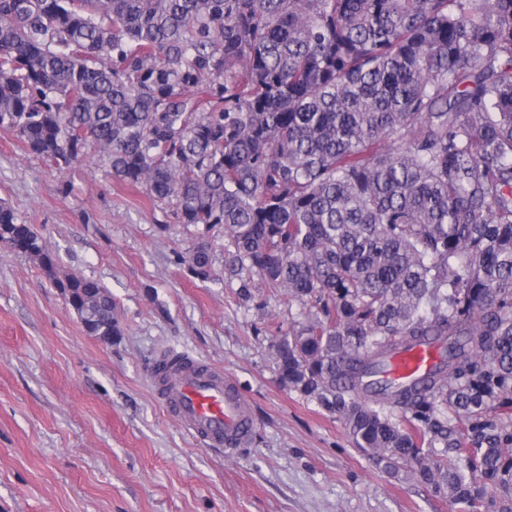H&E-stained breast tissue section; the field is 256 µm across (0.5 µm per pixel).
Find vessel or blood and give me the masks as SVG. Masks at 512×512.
I'll return each instance as SVG.
<instances>
[{
  "label": "vessel or blood",
  "mask_w": 512,
  "mask_h": 512,
  "mask_svg": "<svg viewBox=\"0 0 512 512\" xmlns=\"http://www.w3.org/2000/svg\"><path fill=\"white\" fill-rule=\"evenodd\" d=\"M435 361L433 349L418 347L391 359L382 378L407 382L424 375ZM147 373L156 398L186 432L211 448H238L248 442L253 420L247 401L215 366L186 355L176 360L161 356Z\"/></svg>",
  "instance_id": "1"
}]
</instances>
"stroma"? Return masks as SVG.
<instances>
[{
  "mask_svg": "<svg viewBox=\"0 0 512 512\" xmlns=\"http://www.w3.org/2000/svg\"><path fill=\"white\" fill-rule=\"evenodd\" d=\"M0 204L35 225L59 274L100 280L117 332L89 335L47 273L0 244V512H466L358 450L343 421L280 383L274 338L301 307L224 268V230L115 180L59 171L0 130ZM211 246L212 277L183 258ZM174 350L233 378L255 430L234 453L164 412L146 374Z\"/></svg>",
  "mask_w": 512,
  "mask_h": 512,
  "instance_id": "1",
  "label": "stroma"
}]
</instances>
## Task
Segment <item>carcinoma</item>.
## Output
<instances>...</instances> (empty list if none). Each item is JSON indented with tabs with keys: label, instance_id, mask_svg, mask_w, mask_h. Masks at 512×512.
Instances as JSON below:
<instances>
[{
	"label": "carcinoma",
	"instance_id": "obj_1",
	"mask_svg": "<svg viewBox=\"0 0 512 512\" xmlns=\"http://www.w3.org/2000/svg\"><path fill=\"white\" fill-rule=\"evenodd\" d=\"M0 130L224 227L226 269L304 311L284 386L385 472L512 512V0H0ZM0 243L54 274L2 205ZM54 284L116 333L104 284ZM430 340L425 377L372 381Z\"/></svg>",
	"mask_w": 512,
	"mask_h": 512
}]
</instances>
